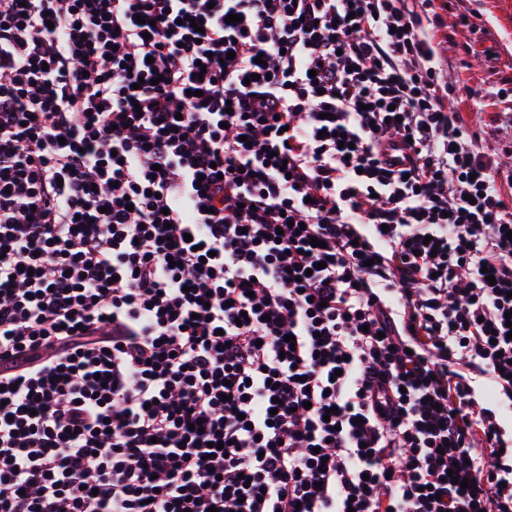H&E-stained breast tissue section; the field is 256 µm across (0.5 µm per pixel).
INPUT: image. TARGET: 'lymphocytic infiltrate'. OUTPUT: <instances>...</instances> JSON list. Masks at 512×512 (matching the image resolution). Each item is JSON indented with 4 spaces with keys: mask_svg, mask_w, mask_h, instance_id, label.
<instances>
[{
    "mask_svg": "<svg viewBox=\"0 0 512 512\" xmlns=\"http://www.w3.org/2000/svg\"><path fill=\"white\" fill-rule=\"evenodd\" d=\"M451 91L406 0H0V512H512Z\"/></svg>",
    "mask_w": 512,
    "mask_h": 512,
    "instance_id": "obj_1",
    "label": "lymphocytic infiltrate"
}]
</instances>
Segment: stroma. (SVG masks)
I'll list each match as a JSON object with an SVG mask.
<instances>
[{"label": "stroma", "instance_id": "1", "mask_svg": "<svg viewBox=\"0 0 512 512\" xmlns=\"http://www.w3.org/2000/svg\"><path fill=\"white\" fill-rule=\"evenodd\" d=\"M427 28L456 88L449 110L476 133L482 155L512 169V0H433Z\"/></svg>", "mask_w": 512, "mask_h": 512}]
</instances>
